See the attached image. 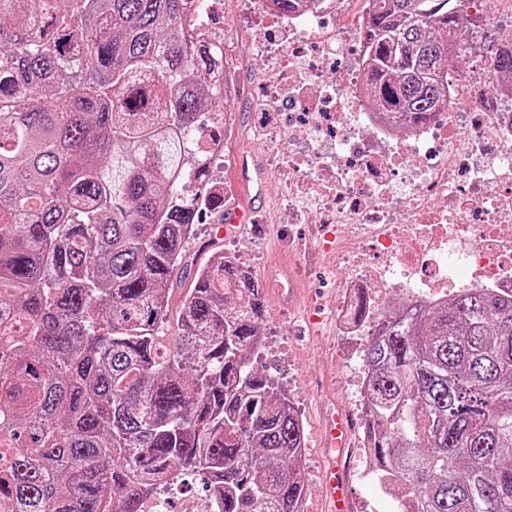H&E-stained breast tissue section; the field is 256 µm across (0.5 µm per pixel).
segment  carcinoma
I'll return each mask as SVG.
<instances>
[{
  "instance_id": "obj_1",
  "label": "carcinoma",
  "mask_w": 512,
  "mask_h": 512,
  "mask_svg": "<svg viewBox=\"0 0 512 512\" xmlns=\"http://www.w3.org/2000/svg\"><path fill=\"white\" fill-rule=\"evenodd\" d=\"M288 16L317 0H270ZM467 0H372L366 93L445 106ZM203 0H0V512H146L202 473L214 512H300L304 427L254 366L259 280L220 253L173 272L212 197L196 130L224 96ZM493 69L512 41L490 28ZM364 431L398 512H512V298L477 288L366 346Z\"/></svg>"
}]
</instances>
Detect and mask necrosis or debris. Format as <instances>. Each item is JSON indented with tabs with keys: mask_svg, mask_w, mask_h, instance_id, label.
I'll use <instances>...</instances> for the list:
<instances>
[{
	"mask_svg": "<svg viewBox=\"0 0 512 512\" xmlns=\"http://www.w3.org/2000/svg\"><path fill=\"white\" fill-rule=\"evenodd\" d=\"M349 0L289 16L287 93L278 81L255 96L287 108L299 140L288 154V200L313 215L318 253L340 281L336 333L353 340L352 390L364 395L359 341L368 320L359 295L399 293L416 304L449 291L512 295V77L481 67L449 80L448 104L425 124L399 128L365 100L362 18ZM336 15L334 28L321 25Z\"/></svg>",
	"mask_w": 512,
	"mask_h": 512,
	"instance_id": "necrosis-or-debris-1",
	"label": "necrosis or debris"
}]
</instances>
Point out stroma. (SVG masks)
Instances as JSON below:
<instances>
[{
  "mask_svg": "<svg viewBox=\"0 0 512 512\" xmlns=\"http://www.w3.org/2000/svg\"><path fill=\"white\" fill-rule=\"evenodd\" d=\"M211 26L224 35L231 52L225 61L234 68L233 86L219 104L229 114L233 133L223 144L224 159L214 172L224 176V198L204 214L196 235L186 246L176 273L191 280L198 267L224 250H236L259 279L265 317L263 331L284 342L288 354L262 353L258 369L274 376L288 390L305 428L304 467L306 490L303 512H329L321 474L327 469L329 451L324 431L332 419L352 421L362 431L363 420L349 394L351 372L347 348L331 321L336 303V282L345 270H329L327 260L311 246L320 230L314 224L288 221L285 172L275 157H287L288 135L277 132L267 140L253 137L260 115L254 89L265 78L250 60L253 46L282 42L283 19L265 14L260 0H221L211 14ZM250 165L249 184H241L238 163ZM251 208L256 220L220 233L224 214ZM366 454L359 440H352L338 461L351 488L349 512H392L393 499L360 475Z\"/></svg>",
  "mask_w": 512,
  "mask_h": 512,
  "instance_id": "stroma-1",
  "label": "stroma"
}]
</instances>
